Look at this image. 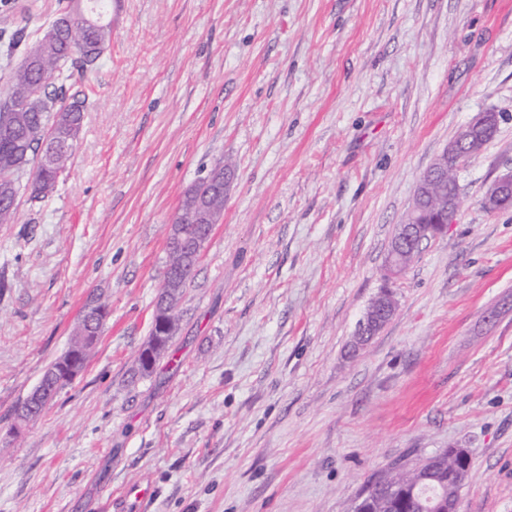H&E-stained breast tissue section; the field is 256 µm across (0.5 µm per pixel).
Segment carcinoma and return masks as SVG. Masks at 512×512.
<instances>
[{
	"mask_svg": "<svg viewBox=\"0 0 512 512\" xmlns=\"http://www.w3.org/2000/svg\"><path fill=\"white\" fill-rule=\"evenodd\" d=\"M111 0H58L53 18L34 31L24 27L9 35L0 33L3 55L11 59L21 53L18 63L4 73L7 89L0 100V224L17 220L18 198L27 193L39 202L56 189L59 174L73 156L81 135L88 96L66 99L74 72L93 67L112 40V20L108 19ZM56 32L47 41L45 33ZM452 171L451 179L437 184L443 196L459 188L456 161L443 156ZM194 269L180 250L167 249L166 273L158 299L172 313L171 324L163 335L151 331L146 347L162 355L177 326V306L189 285ZM106 306L99 296L84 305V314L73 329L72 339L102 332L97 312ZM385 476L401 482L427 479L419 499H408L405 512H434L438 498L452 497L455 485L448 482V454L440 453L411 466L394 464ZM370 512H393V494L377 487L369 492Z\"/></svg>",
	"mask_w": 512,
	"mask_h": 512,
	"instance_id": "1",
	"label": "carcinoma"
}]
</instances>
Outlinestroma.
<instances>
[{
  "label": "stroma",
  "instance_id": "1",
  "mask_svg": "<svg viewBox=\"0 0 512 512\" xmlns=\"http://www.w3.org/2000/svg\"><path fill=\"white\" fill-rule=\"evenodd\" d=\"M55 192L0 225V512H351L394 461L465 448L461 512H512V0H119ZM463 205L393 282L416 187L477 114ZM235 179L168 349L131 379L171 219L217 162ZM108 305L83 372L14 408ZM493 318H485V311ZM151 488L124 506L131 485ZM482 202L489 212L512 209V167L497 173L489 184ZM396 300L390 288H381L371 301L365 316L359 323L356 343L365 344L367 336H375L378 331L393 317ZM102 307H108L106 302L102 301L101 296H91L84 305V314L79 319L73 329L72 339L76 344H80L84 349L85 358L88 361L96 344H83V336H94L93 342H97L98 334H101L104 323H101L97 317V312Z\"/></svg>",
  "mask_w": 512,
  "mask_h": 512
}]
</instances>
